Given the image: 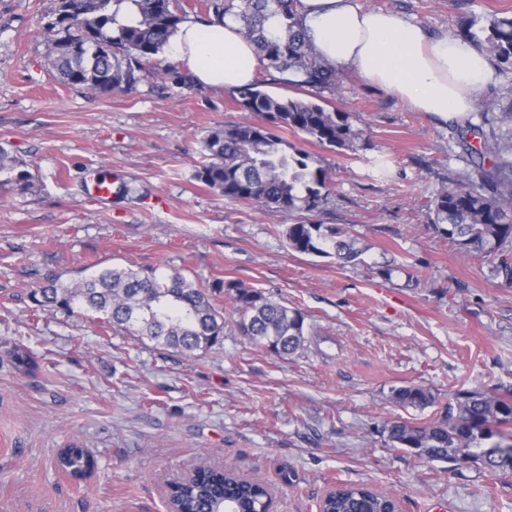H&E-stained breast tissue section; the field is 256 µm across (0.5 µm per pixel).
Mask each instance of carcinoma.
Here are the masks:
<instances>
[{"label":"carcinoma","mask_w":512,"mask_h":512,"mask_svg":"<svg viewBox=\"0 0 512 512\" xmlns=\"http://www.w3.org/2000/svg\"><path fill=\"white\" fill-rule=\"evenodd\" d=\"M208 19L222 22L235 17L239 31L253 44L260 70L290 72L297 83L314 90L312 98H283L262 89L263 81L235 90L247 112L264 123H227L203 141V161L196 179L225 198L275 208L291 216L320 208L330 194L329 178L314 167L310 155L288 142L290 130L322 146L350 147L360 132L345 112H330L315 101L340 82L336 66L313 51L307 31L298 19L299 0H204ZM128 7L136 14L131 24L118 21ZM188 20L181 0H58L57 19L46 36L50 63L58 79L71 86L106 92H125L139 83L170 78L188 85L179 62L165 56L171 37ZM484 36L472 25H460L457 36L476 44L486 54L512 66V11L486 18ZM480 122L470 120L456 128L468 145L473 169L459 184L440 191L432 200L433 223L462 251L477 248L490 258L491 276L512 283V100L481 104ZM4 183L31 187L30 174L0 148ZM288 247L298 253L334 257L340 264L355 260L359 250L348 231L334 224L288 225ZM234 292L237 327L251 343L272 348L280 356L296 353L306 341L304 315L262 297L238 283L224 284ZM44 308L98 316L102 325L124 331L139 340L182 353L207 351L224 336V313L214 307L206 290L180 272L159 276L153 270L103 269L77 283L58 279L31 293ZM14 369L25 375L36 363L18 345L12 352ZM392 399L400 405L424 409L435 403L421 386L402 387ZM396 448H407L429 461L453 467L473 463L491 474L512 471V392L460 390L437 419L416 426L395 420L387 428ZM62 471L81 480L94 460L80 445H66L58 458ZM178 505L184 512H266V491L234 472L204 471L182 490ZM323 512H399L398 499L365 485L336 489L322 504Z\"/></svg>","instance_id":"1"}]
</instances>
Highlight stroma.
<instances>
[{
    "label": "stroma",
    "instance_id": "stroma-1",
    "mask_svg": "<svg viewBox=\"0 0 512 512\" xmlns=\"http://www.w3.org/2000/svg\"><path fill=\"white\" fill-rule=\"evenodd\" d=\"M358 3L433 34L512 10V0ZM56 7L0 0V146L33 183L0 185V512H167L169 481L226 466L268 485L274 512H319L342 483L393 493L403 512L436 502L512 512V472L452 471L393 447L387 432L396 419L434 420L457 390L512 388V284L490 276L482 253H461L429 208L468 168L463 147L448 145L454 121L343 72L327 102L349 113L360 139L304 145L334 188L311 221L347 229L361 251L340 267L288 249L285 229L301 214L235 202L196 179L203 137L260 115L233 91L197 83L111 95L61 83L43 39ZM89 169L128 193L89 198ZM131 265L208 289L223 343L187 356L30 298L49 276L72 282ZM220 280L300 310L304 348L281 356L242 336ZM18 344L37 361L30 374L12 367ZM411 385L435 405L391 402ZM71 442L96 462L82 482L55 466Z\"/></svg>",
    "mask_w": 512,
    "mask_h": 512
}]
</instances>
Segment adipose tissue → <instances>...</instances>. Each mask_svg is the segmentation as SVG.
Returning <instances> with one entry per match:
<instances>
[{
	"label": "adipose tissue",
	"mask_w": 512,
	"mask_h": 512,
	"mask_svg": "<svg viewBox=\"0 0 512 512\" xmlns=\"http://www.w3.org/2000/svg\"><path fill=\"white\" fill-rule=\"evenodd\" d=\"M299 18L317 55L358 71L412 107L461 119L495 80L488 55L460 38L431 36L394 13L362 9L357 0H301ZM174 58L196 83L233 90L255 81L259 61L232 20H190L172 37Z\"/></svg>",
	"instance_id": "1"
}]
</instances>
